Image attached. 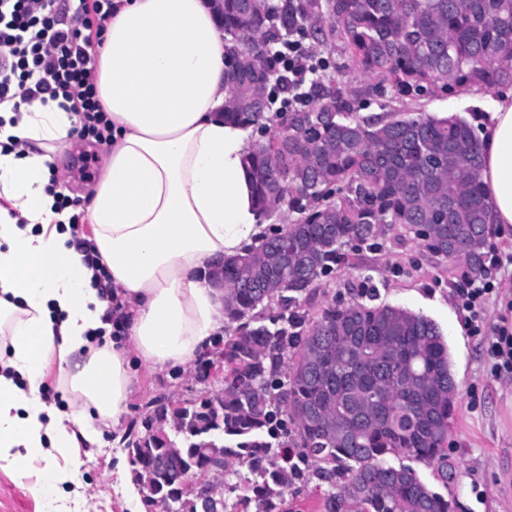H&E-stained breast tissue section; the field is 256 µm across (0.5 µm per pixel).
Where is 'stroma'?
Masks as SVG:
<instances>
[{
	"label": "stroma",
	"instance_id": "obj_1",
	"mask_svg": "<svg viewBox=\"0 0 512 512\" xmlns=\"http://www.w3.org/2000/svg\"><path fill=\"white\" fill-rule=\"evenodd\" d=\"M331 57L341 66L338 78L354 92L361 115L391 109L388 98L371 92L372 77L348 66L340 48H332ZM496 97L493 91H470L426 98L415 107L439 117L464 116L474 107L492 111ZM108 151V146L71 136L65 147L51 153L58 188L84 190L94 184ZM460 273V268L431 255L418 240L393 232L379 248L361 252L352 266L322 281L311 307L317 310L350 299L353 289L363 286L379 303L402 306L435 321L448 342L457 382L456 411L448 432L450 478L443 484L431 468L421 465L417 471L434 490H446L455 498L456 512H512V377L495 375L480 337L469 332L456 307L453 293L461 284ZM223 348V343H216L205 366L187 372L138 368L136 392L121 425L105 434L101 444H84L74 451L73 490L80 512H144L121 439L153 415L150 402L156 396L188 404L218 389L217 354Z\"/></svg>",
	"mask_w": 512,
	"mask_h": 512
}]
</instances>
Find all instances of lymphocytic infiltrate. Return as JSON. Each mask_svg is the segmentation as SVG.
<instances>
[{"instance_id":"f902f5d3","label":"lymphocytic infiltrate","mask_w":512,"mask_h":512,"mask_svg":"<svg viewBox=\"0 0 512 512\" xmlns=\"http://www.w3.org/2000/svg\"><path fill=\"white\" fill-rule=\"evenodd\" d=\"M112 0H0V104L58 99L78 115L79 137L112 140V122L102 112L92 79L94 44L103 41ZM491 282L469 280L457 296L482 333Z\"/></svg>"}]
</instances>
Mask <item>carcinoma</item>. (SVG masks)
Listing matches in <instances>:
<instances>
[{
	"label": "carcinoma",
	"instance_id": "cac0c4a2",
	"mask_svg": "<svg viewBox=\"0 0 512 512\" xmlns=\"http://www.w3.org/2000/svg\"><path fill=\"white\" fill-rule=\"evenodd\" d=\"M230 47L224 120L271 131L244 157L260 223L292 216L213 271L224 283V381L172 420L156 407L124 449L145 512H214L184 492L206 474L235 494L222 512H288L285 489L310 464L356 512H454L412 463L448 483L457 385L438 325L358 293L315 313L320 280L396 229L473 276L485 271L494 203L471 118L357 115L344 83L308 90L271 57L305 29L337 43L395 101L512 86V0H224ZM297 457L288 459V445Z\"/></svg>",
	"mask_w": 512,
	"mask_h": 512
}]
</instances>
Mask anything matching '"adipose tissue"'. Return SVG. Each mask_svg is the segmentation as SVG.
Segmentation results:
<instances>
[{
  "label": "adipose tissue",
  "mask_w": 512,
  "mask_h": 512,
  "mask_svg": "<svg viewBox=\"0 0 512 512\" xmlns=\"http://www.w3.org/2000/svg\"><path fill=\"white\" fill-rule=\"evenodd\" d=\"M95 84L112 148L85 218L112 278L123 331L111 336L94 271L76 249L72 208L56 210L49 155L77 116L58 102L0 105V468L25 480L42 512H79L60 466L99 444L129 410L135 366L186 371L223 335L224 286L212 272L258 245L248 132L224 121L225 40L212 0H114ZM481 180L512 227V89L478 130ZM56 367L76 401L46 405ZM41 469H34V462Z\"/></svg>",
  "instance_id": "ef3b65f1"
}]
</instances>
